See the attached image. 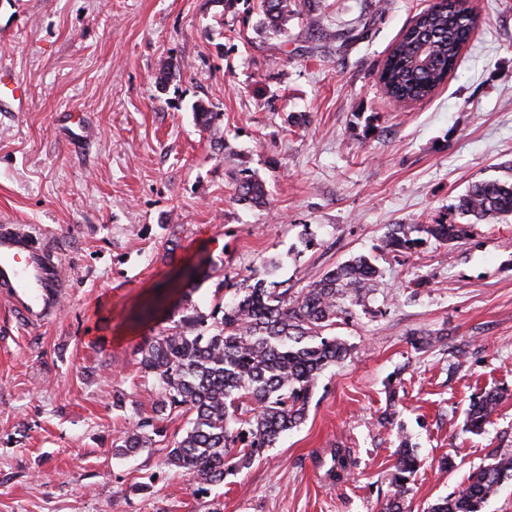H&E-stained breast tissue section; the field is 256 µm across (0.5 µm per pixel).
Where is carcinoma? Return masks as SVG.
<instances>
[{
	"label": "carcinoma",
	"mask_w": 512,
	"mask_h": 512,
	"mask_svg": "<svg viewBox=\"0 0 512 512\" xmlns=\"http://www.w3.org/2000/svg\"><path fill=\"white\" fill-rule=\"evenodd\" d=\"M296 0H260L259 26L280 32L298 13ZM471 17L446 5L420 12L391 48L380 74L397 102L425 99L447 79L472 33ZM196 121L217 130L219 114L203 103L193 107ZM238 196L253 205L265 203V189L255 180L239 184ZM458 210L477 221L512 215V181L482 180L459 198ZM424 233L448 244L458 240V224H394L383 240L388 251L414 250ZM378 270L359 255L327 271L296 294L278 291L258 279L235 290L229 302L218 301L210 313L193 304L173 326L147 338L137 349L143 376L154 380L159 400L153 415L139 420L115 445V454L132 457L153 451L162 436L160 421L176 412L188 417L184 433L167 449L165 463L183 470L204 495L248 467L273 447L281 435L306 419L317 379L344 360L345 342L324 331L374 288ZM503 398L486 391L466 412L465 430L481 432L492 422ZM329 475L341 478L349 461L344 448L331 451ZM419 466L415 450L400 442L390 479L393 491L383 512H404L408 484ZM512 481V455L501 454L478 468L467 484L435 504L431 512H483L486 503Z\"/></svg>",
	"instance_id": "1"
}]
</instances>
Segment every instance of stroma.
<instances>
[{
  "label": "stroma",
  "mask_w": 512,
  "mask_h": 512,
  "mask_svg": "<svg viewBox=\"0 0 512 512\" xmlns=\"http://www.w3.org/2000/svg\"><path fill=\"white\" fill-rule=\"evenodd\" d=\"M432 2L320 0L317 22L272 33L259 0H0V62L26 97L0 112V223L53 238L69 280L36 329L0 299V512H381L404 438L420 461L406 506L428 512L512 453V216L457 209L472 183L512 179V0H474L455 70L396 103L383 64ZM349 26L357 40L339 45ZM199 102L220 139L197 126ZM69 112L93 128L76 145ZM247 178L266 205L239 200ZM438 221L467 233L383 250L390 225ZM362 254L377 284L337 319L350 352L299 428L205 496L164 464L185 417L164 421L159 450L114 456L159 397L136 349L184 298L206 313L258 278L296 292ZM423 331L441 343L413 347ZM489 390L504 395L497 415L467 432ZM336 446L354 462L338 483L320 465Z\"/></svg>",
  "instance_id": "obj_1"
}]
</instances>
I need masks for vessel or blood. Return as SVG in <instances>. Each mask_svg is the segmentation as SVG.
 <instances>
[{"label": "vessel or blood", "instance_id": "1", "mask_svg": "<svg viewBox=\"0 0 512 512\" xmlns=\"http://www.w3.org/2000/svg\"><path fill=\"white\" fill-rule=\"evenodd\" d=\"M24 109L26 100L6 65L0 63V103ZM68 280L52 244L20 224H0V298L23 324L48 323L56 314Z\"/></svg>", "mask_w": 512, "mask_h": 512}]
</instances>
